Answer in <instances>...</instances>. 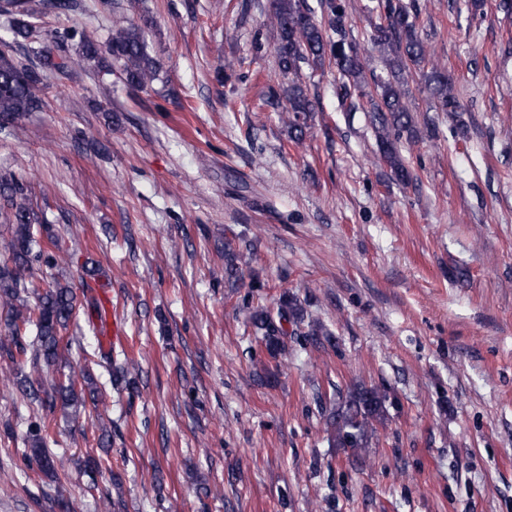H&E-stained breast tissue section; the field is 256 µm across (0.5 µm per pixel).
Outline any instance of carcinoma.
Masks as SVG:
<instances>
[{"label":"carcinoma","mask_w":512,"mask_h":512,"mask_svg":"<svg viewBox=\"0 0 512 512\" xmlns=\"http://www.w3.org/2000/svg\"><path fill=\"white\" fill-rule=\"evenodd\" d=\"M74 7V0H41L37 9L31 0H0V14L12 22V40L0 39V134H13L20 117L40 109L39 92L48 79L64 78L77 67L88 66L103 77L118 68L128 84L145 91L159 79L161 67L148 51L144 30L131 21L114 24L103 44L76 27L59 29L55 38L64 52L53 54L39 48L35 50L36 65L15 57L16 47L31 40L38 14H65ZM320 8L318 16L307 0H269V18L276 30L275 55L280 73L288 78V87L281 93L269 88L259 108H271L286 116L290 139L302 142L307 114L315 111L314 98L300 77L302 67L334 69L342 105L351 111L362 100L369 104L380 159L393 180L410 183L413 167L402 156L401 144L418 140L419 129L408 106L409 82L417 77L424 81L435 111L457 112L460 108L453 80L435 62L422 35L418 6H407L401 0H378L370 40L381 53L380 73L358 53L345 0H320ZM73 42L76 49L72 54L68 46ZM46 231L29 202L26 184L0 175V310L5 312L6 329L5 335H0V356L13 365V383L24 398L37 403L47 416L59 411L76 421L87 404H97L103 395L94 371L84 368L77 376L68 374L51 384L45 383L44 372L65 366L72 345V339L65 336L68 326L82 302L93 303L95 298L79 295L70 285L59 282L42 292L37 289L36 272L52 270L66 261L61 252L41 246L39 237ZM238 256L236 241L224 240L225 269L231 278L237 277ZM304 319V307L290 294L280 298L274 314L263 307L249 313L251 324L265 337L272 355L281 350L288 326H297ZM32 331L35 338L29 343ZM95 365L106 373L110 386L132 385L131 361H118L109 351L101 354ZM386 399V393L375 388L351 391L330 421L331 445L356 453L369 447L373 422L384 417ZM47 438L45 425L31 423L23 461L55 478L65 469V460L49 451ZM111 447L112 429L104 426L99 436L101 454H89L84 460L83 474L90 480L102 471Z\"/></svg>","instance_id":"obj_1"}]
</instances>
